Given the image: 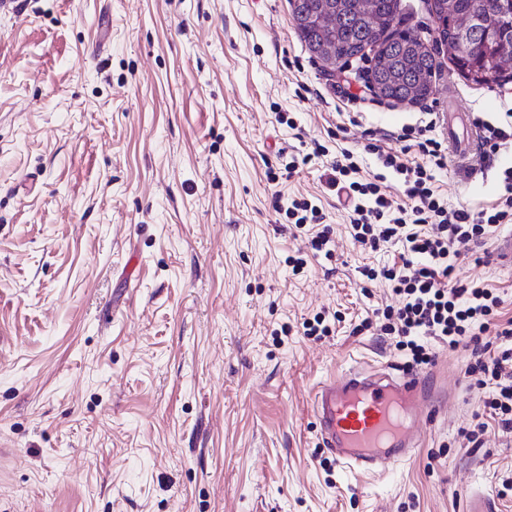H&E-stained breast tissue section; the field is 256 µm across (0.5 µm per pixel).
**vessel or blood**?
I'll list each match as a JSON object with an SVG mask.
<instances>
[{"mask_svg": "<svg viewBox=\"0 0 512 512\" xmlns=\"http://www.w3.org/2000/svg\"><path fill=\"white\" fill-rule=\"evenodd\" d=\"M444 130L459 157L477 152L479 139L467 113H449ZM313 412L323 446L337 461L376 473L411 458L436 406L427 377L357 366L317 389Z\"/></svg>", "mask_w": 512, "mask_h": 512, "instance_id": "1", "label": "vessel or blood"}]
</instances>
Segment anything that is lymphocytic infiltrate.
I'll return each mask as SVG.
<instances>
[{"mask_svg": "<svg viewBox=\"0 0 512 512\" xmlns=\"http://www.w3.org/2000/svg\"><path fill=\"white\" fill-rule=\"evenodd\" d=\"M435 125L431 119L394 132L397 147L390 151L369 138L364 149L383 167L370 178L362 176L356 152L340 149L326 185L343 198L351 236L363 249L375 252L393 242L403 247L397 260L362 269L366 280L384 283L398 302L374 309L360 330L393 337L410 368L431 364L437 347L467 348L466 378L486 392V418L468 433L477 444L492 421L512 435V319L502 318L504 299L497 289L459 280L456 267L462 249L483 246L512 224V165L499 167L503 191L491 206L449 209L436 185L435 172L447 166L448 152L432 135ZM389 172L403 188L402 203H393L383 187ZM274 208L306 233L312 256H331V229L321 206L279 196Z\"/></svg>", "mask_w": 512, "mask_h": 512, "instance_id": "obj_1", "label": "lymphocytic infiltrate"}]
</instances>
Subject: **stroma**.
<instances>
[{"label": "stroma", "instance_id": "stroma-1", "mask_svg": "<svg viewBox=\"0 0 512 512\" xmlns=\"http://www.w3.org/2000/svg\"><path fill=\"white\" fill-rule=\"evenodd\" d=\"M416 104L381 97L367 60L328 68L289 0H14L0 10V512H512L499 476L512 438L464 437L483 393L464 350L424 367L445 398L406 463L363 474L323 448L312 402L361 362L404 372L358 331L387 288L360 268L397 257L354 244L328 158L277 181L278 149L329 151L447 111L512 110V71L486 85L447 52ZM294 118L295 128L278 121ZM357 125H350L349 114ZM449 208L499 195L495 171L449 159ZM314 199L332 258L275 194ZM457 276L505 294L512 267L461 257ZM341 312L330 335L303 319Z\"/></svg>", "mask_w": 512, "mask_h": 512}]
</instances>
